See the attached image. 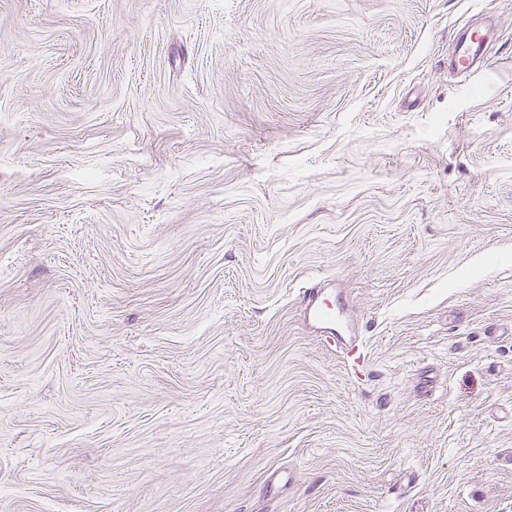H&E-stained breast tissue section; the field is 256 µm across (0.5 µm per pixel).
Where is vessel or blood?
<instances>
[{
	"instance_id": "b4317fda",
	"label": "vessel or blood",
	"mask_w": 512,
	"mask_h": 512,
	"mask_svg": "<svg viewBox=\"0 0 512 512\" xmlns=\"http://www.w3.org/2000/svg\"><path fill=\"white\" fill-rule=\"evenodd\" d=\"M496 34L492 27L471 26L460 30L453 51V66L463 71L485 66L487 50ZM299 310L304 323L345 366L355 372L366 366L364 339L354 322L351 301L345 292L333 289L327 279L312 282L302 292Z\"/></svg>"
}]
</instances>
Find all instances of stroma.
Returning <instances> with one entry per match:
<instances>
[{"instance_id": "obj_1", "label": "stroma", "mask_w": 512, "mask_h": 512, "mask_svg": "<svg viewBox=\"0 0 512 512\" xmlns=\"http://www.w3.org/2000/svg\"><path fill=\"white\" fill-rule=\"evenodd\" d=\"M0 512H512V0H0ZM458 34L453 51V66L463 71L484 67L488 61V47L496 38L497 27L482 29L470 26ZM334 283L332 279H322L305 288L299 302L300 314L323 346L359 373L368 363L364 339L355 325L349 296L342 289L329 288Z\"/></svg>"}]
</instances>
